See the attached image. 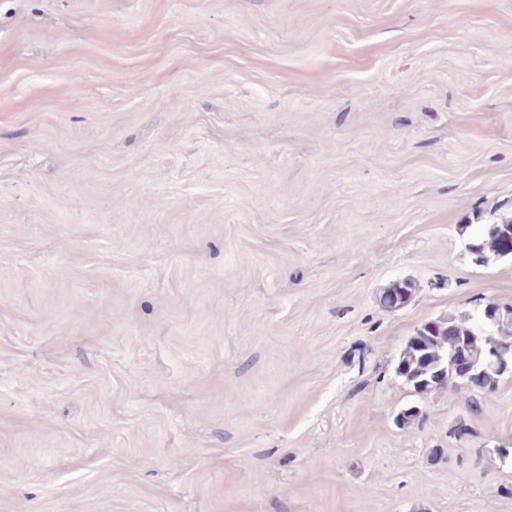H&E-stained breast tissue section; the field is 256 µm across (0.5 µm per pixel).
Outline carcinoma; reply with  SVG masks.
Masks as SVG:
<instances>
[{"mask_svg": "<svg viewBox=\"0 0 512 512\" xmlns=\"http://www.w3.org/2000/svg\"><path fill=\"white\" fill-rule=\"evenodd\" d=\"M469 251L479 263L485 262L489 253L512 256V216L489 225L469 243ZM412 291L410 282L396 283L383 293V301L390 308L400 307L407 303ZM483 317L482 326L465 314L422 324L398 359L397 376L420 392L467 386L469 382L456 365V356L466 353L479 367L478 380L472 387L484 391L495 385L502 376L512 373V312L488 305ZM495 358L506 359L509 366L491 363Z\"/></svg>", "mask_w": 512, "mask_h": 512, "instance_id": "carcinoma-1", "label": "carcinoma"}]
</instances>
